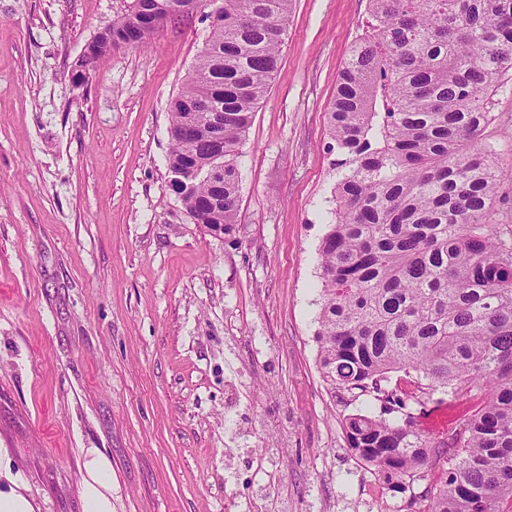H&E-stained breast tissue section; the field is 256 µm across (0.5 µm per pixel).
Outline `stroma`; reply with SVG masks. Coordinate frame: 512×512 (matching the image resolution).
<instances>
[{
    "instance_id": "1",
    "label": "stroma",
    "mask_w": 512,
    "mask_h": 512,
    "mask_svg": "<svg viewBox=\"0 0 512 512\" xmlns=\"http://www.w3.org/2000/svg\"><path fill=\"white\" fill-rule=\"evenodd\" d=\"M132 0H0V446L41 512H82L80 460L112 461L113 512H378L321 375L318 246L336 172L327 107L368 0H294L239 159V230L207 234L168 183V103L207 35L177 17L74 80ZM481 141L512 225V81ZM234 452L226 462V452Z\"/></svg>"
}]
</instances>
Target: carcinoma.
I'll use <instances>...</instances> for the list:
<instances>
[{
	"mask_svg": "<svg viewBox=\"0 0 512 512\" xmlns=\"http://www.w3.org/2000/svg\"><path fill=\"white\" fill-rule=\"evenodd\" d=\"M112 21L126 48L153 30ZM224 23L168 106L167 166H213L181 197L211 234L238 232L239 158L271 86L294 0H217ZM369 21L327 109L336 154L319 244V365L327 390L370 396L348 448L406 512H512V228L495 223L503 173L477 140L512 76V0H368ZM437 393L479 403L426 435Z\"/></svg>",
	"mask_w": 512,
	"mask_h": 512,
	"instance_id": "obj_1",
	"label": "carcinoma"
}]
</instances>
